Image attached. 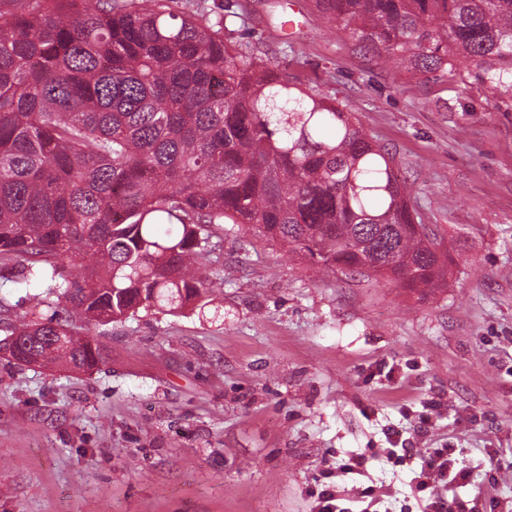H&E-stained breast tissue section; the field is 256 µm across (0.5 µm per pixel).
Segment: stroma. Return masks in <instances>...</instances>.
<instances>
[{
    "mask_svg": "<svg viewBox=\"0 0 512 512\" xmlns=\"http://www.w3.org/2000/svg\"><path fill=\"white\" fill-rule=\"evenodd\" d=\"M235 14H224L226 2ZM222 20L224 41L350 106L413 186L410 205L449 247L447 286L420 299L225 225L213 303L90 326L99 369L0 357V512H315L348 457L364 484L417 502L391 440L450 449L463 497L512 500V112L464 87L362 54L316 0H176ZM300 28L286 32L289 11ZM37 281L0 279V339ZM429 424H422V417Z\"/></svg>",
    "mask_w": 512,
    "mask_h": 512,
    "instance_id": "1",
    "label": "stroma"
}]
</instances>
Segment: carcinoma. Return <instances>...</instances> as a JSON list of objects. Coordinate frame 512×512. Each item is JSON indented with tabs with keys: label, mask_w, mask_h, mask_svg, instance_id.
<instances>
[{
	"label": "carcinoma",
	"mask_w": 512,
	"mask_h": 512,
	"mask_svg": "<svg viewBox=\"0 0 512 512\" xmlns=\"http://www.w3.org/2000/svg\"><path fill=\"white\" fill-rule=\"evenodd\" d=\"M0 0V256L56 297L10 331L18 365L97 368L76 322L213 301L214 229L420 295L449 249L354 112L224 43L175 0ZM385 63L512 110V0H317Z\"/></svg>",
	"instance_id": "carcinoma-1"
}]
</instances>
